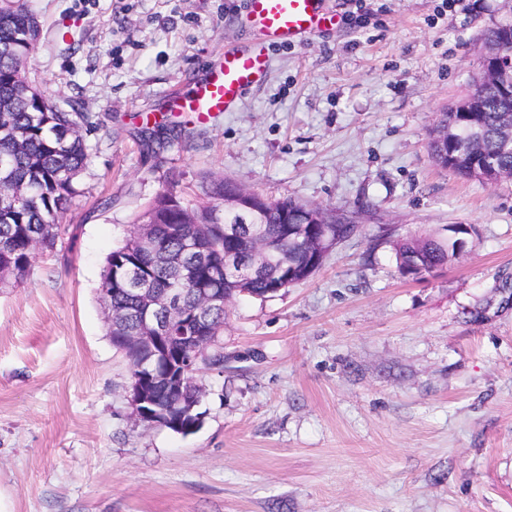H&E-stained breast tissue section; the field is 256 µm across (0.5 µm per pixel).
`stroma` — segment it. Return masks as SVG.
<instances>
[{"instance_id": "stroma-1", "label": "stroma", "mask_w": 512, "mask_h": 512, "mask_svg": "<svg viewBox=\"0 0 512 512\" xmlns=\"http://www.w3.org/2000/svg\"><path fill=\"white\" fill-rule=\"evenodd\" d=\"M242 0H30L28 77L87 112L88 164L54 249L0 288V512H512V181L438 167L429 133L467 97L512 0H329L336 30L271 52L236 111L166 113L252 39ZM357 224L307 280L235 297L200 365L201 427L134 421L97 288L154 197L205 177ZM470 226L420 278L395 246Z\"/></svg>"}]
</instances>
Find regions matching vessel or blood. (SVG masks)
Masks as SVG:
<instances>
[{"label":"vessel or blood","mask_w":512,"mask_h":512,"mask_svg":"<svg viewBox=\"0 0 512 512\" xmlns=\"http://www.w3.org/2000/svg\"><path fill=\"white\" fill-rule=\"evenodd\" d=\"M244 11L257 35L254 44L225 50L203 79L171 96L167 110L173 118L187 116L206 125L233 111L250 88L264 81L271 48L303 41L336 24L323 0H244Z\"/></svg>","instance_id":"vessel-or-blood-1"}]
</instances>
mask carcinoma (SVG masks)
I'll list each match as a JSON object with an SVG mask.
<instances>
[{
  "instance_id": "obj_1",
  "label": "carcinoma",
  "mask_w": 512,
  "mask_h": 512,
  "mask_svg": "<svg viewBox=\"0 0 512 512\" xmlns=\"http://www.w3.org/2000/svg\"><path fill=\"white\" fill-rule=\"evenodd\" d=\"M37 21L26 0H0V283L8 278H23L29 272L34 251L52 248L58 238L60 221L79 194L77 180L89 156L87 135L98 130L86 112H63L24 75L23 67L36 47ZM477 112L472 123L480 131L477 143H470L471 130L462 127L455 140L439 142V127L448 121L443 113L430 132L429 149L435 162L457 174L485 184H496L512 175V98L493 83L479 79ZM236 183L222 178L205 181L209 203L193 208L173 191L160 192L142 215V223L153 225L159 250L152 255L130 248V242L112 250L99 283V294L111 304L112 311L123 312L134 304L133 298L114 291V277L121 266H133L150 279L159 295L178 290L183 294L185 310L195 307L194 284L182 278L172 258L181 254L185 240L195 239L207 252V264L197 270L196 278L231 293L239 284L224 280V251L233 249L252 261L254 238L249 232L233 241L224 240V225L242 224L236 211L224 210V193ZM288 210L286 226L274 216L260 225L262 238L277 245L278 252L248 281V294L260 299L272 297L281 287L288 288L310 277L312 255L304 244L290 236L289 230L310 231L302 225L311 215H325L332 232L349 234L355 225L333 210L311 207L292 199L270 202L267 210ZM398 272L413 278L430 274L448 263V244L431 235L405 240L396 245ZM288 259L290 277L279 275L281 258ZM134 323L123 321L117 328L107 327V335L118 351L124 352L130 374L137 372L139 351L126 344L123 335ZM198 388L190 384L181 396L158 386L155 392L159 412L183 416L197 402Z\"/></svg>"
}]
</instances>
